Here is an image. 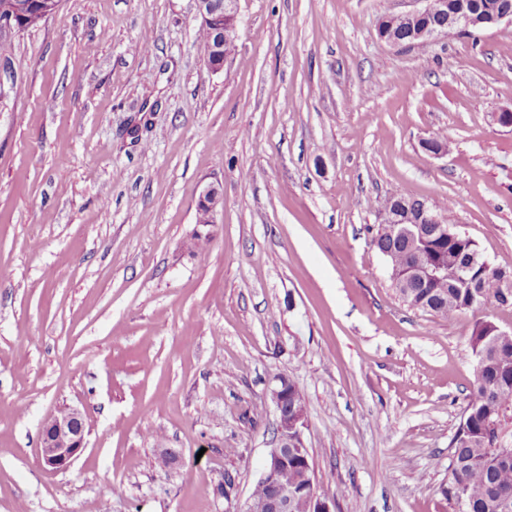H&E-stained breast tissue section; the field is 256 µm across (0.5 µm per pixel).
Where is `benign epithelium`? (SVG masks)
<instances>
[{"instance_id":"benign-epithelium-1","label":"benign epithelium","mask_w":512,"mask_h":512,"mask_svg":"<svg viewBox=\"0 0 512 512\" xmlns=\"http://www.w3.org/2000/svg\"><path fill=\"white\" fill-rule=\"evenodd\" d=\"M426 6L413 12L402 14L406 21L428 20L425 25L413 29V40L427 42L442 36L458 35L471 29L485 30L503 22L512 24V10L500 8L487 15H470L448 11L445 0H423ZM197 12L203 22L209 24L218 33L224 26V20L238 18L237 0H196ZM34 7L30 0H19L13 10L0 15V30L18 27L20 18L28 15ZM222 202L220 189L210 185L202 192L199 206L214 216ZM424 224L442 225L444 221L439 213L430 207L423 208L417 223L406 227L411 234H422ZM288 376L281 374L274 378L270 389V398L276 415L277 435L264 463L259 481L268 487L263 501L264 512H334L336 497L318 496L311 492L305 496L301 490L279 481L280 472L288 467V455L302 456L305 448L302 428L305 416L296 409H288V393L285 387ZM86 421L78 409H70L63 415L54 414L44 423L40 435V461L44 468L52 471L66 470L86 447Z\"/></svg>"}]
</instances>
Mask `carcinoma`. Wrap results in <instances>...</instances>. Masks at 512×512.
<instances>
[{"label":"carcinoma","instance_id":"obj_1","mask_svg":"<svg viewBox=\"0 0 512 512\" xmlns=\"http://www.w3.org/2000/svg\"><path fill=\"white\" fill-rule=\"evenodd\" d=\"M451 5L482 14L492 5L512 8V0H451ZM238 27L224 22L222 43L227 57L236 51ZM411 31L410 23L392 16L381 25V34L403 44L411 42ZM425 203L396 192L385 199L381 209L403 218L409 214L417 217ZM426 204L444 215L453 209L433 200ZM373 244L387 256L393 284L411 268H441L439 276L403 298L414 309L449 319L480 306H512V301L500 297L499 289L491 287L512 272L486 264L477 243L464 233L414 239L383 224ZM469 344L476 357L475 381L451 446V479L442 494L457 504L452 512H512V447L501 443L502 430L512 418V335L501 336L494 322L478 319L471 327Z\"/></svg>","mask_w":512,"mask_h":512}]
</instances>
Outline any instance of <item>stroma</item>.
<instances>
[{
    "label": "stroma",
    "mask_w": 512,
    "mask_h": 512,
    "mask_svg": "<svg viewBox=\"0 0 512 512\" xmlns=\"http://www.w3.org/2000/svg\"><path fill=\"white\" fill-rule=\"evenodd\" d=\"M419 7L239 0L217 72L195 0H58L0 30V512H243L279 374L336 512H441L470 327L510 329L512 307L412 309L372 239L387 195L447 198L512 269V128L491 121L512 109V24L380 39ZM71 407L87 445L46 471L43 422Z\"/></svg>",
    "instance_id": "obj_1"
}]
</instances>
